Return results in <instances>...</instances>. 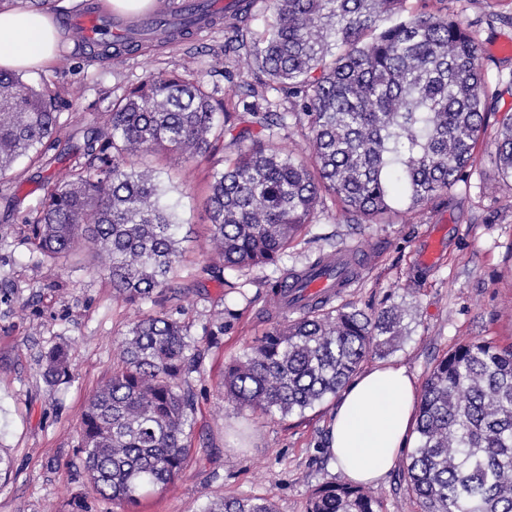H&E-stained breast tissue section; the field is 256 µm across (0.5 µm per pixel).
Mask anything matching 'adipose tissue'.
Listing matches in <instances>:
<instances>
[{
    "mask_svg": "<svg viewBox=\"0 0 512 512\" xmlns=\"http://www.w3.org/2000/svg\"><path fill=\"white\" fill-rule=\"evenodd\" d=\"M61 38L47 12L0 9V68L50 65ZM415 402L413 381L402 366L369 370L345 386L330 425L328 451L350 482L376 483L395 465L414 426Z\"/></svg>",
    "mask_w": 512,
    "mask_h": 512,
    "instance_id": "ef3b65f1",
    "label": "adipose tissue"
}]
</instances>
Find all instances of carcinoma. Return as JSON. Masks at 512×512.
Here are the masks:
<instances>
[{
    "instance_id": "1",
    "label": "carcinoma",
    "mask_w": 512,
    "mask_h": 512,
    "mask_svg": "<svg viewBox=\"0 0 512 512\" xmlns=\"http://www.w3.org/2000/svg\"><path fill=\"white\" fill-rule=\"evenodd\" d=\"M214 2L158 38L192 34L197 17L209 26L247 19L253 7L229 0L212 11ZM405 2L267 0L273 21L245 63L288 87L292 115L310 134L301 157L279 148L286 115L262 110L251 85L239 86L230 112L197 75L148 76L112 102L107 132L90 129L72 149L86 162L51 185L32 244L49 256L82 245L125 302L156 301L177 269L180 224L153 171L137 169L133 158L166 151L192 159L227 136L236 155L210 186L215 270L278 264L326 196L348 218L373 224L399 202L414 210L448 192L472 166L491 111L478 48L458 21L425 9L382 26ZM135 45L104 34L92 48L119 63ZM56 126L39 92L0 71V174L38 152ZM494 163L512 178V117L502 123ZM334 261L323 254L270 282L271 297ZM404 314L393 306L369 316L317 301L225 366L224 395L264 415L302 414L338 394L369 352L388 350ZM200 358L179 320L146 314L132 322L78 430L77 448L102 497L133 507L187 468ZM43 359L47 385L69 376L68 346L49 347ZM416 432L406 480L422 512H512V343L477 339L439 360ZM203 512L276 509L265 498H221ZM308 512H380V501L359 485L331 484L311 495Z\"/></svg>"
}]
</instances>
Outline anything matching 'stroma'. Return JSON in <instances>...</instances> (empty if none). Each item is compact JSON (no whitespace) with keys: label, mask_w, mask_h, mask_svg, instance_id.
Instances as JSON below:
<instances>
[{"label":"stroma","mask_w":512,"mask_h":512,"mask_svg":"<svg viewBox=\"0 0 512 512\" xmlns=\"http://www.w3.org/2000/svg\"><path fill=\"white\" fill-rule=\"evenodd\" d=\"M424 5L447 12L473 36L495 109L466 178L416 210L397 207L384 224L347 222L325 201L278 265L219 277L206 270L211 162L176 154L142 157L140 165L156 169L162 201L183 226L172 283L178 295L155 305L118 298L87 250L53 258L34 249L29 226L45 203L48 161L69 152L83 129L102 126L112 101L152 74L200 72L227 96L246 81L273 111H288L287 93L226 48L234 36L249 44L259 40L272 20L264 0H255L240 29L219 24L145 42L119 64L67 29L51 66L22 72V80L51 103L58 122L44 160L22 159L0 174V455L11 461L0 474V512H77L81 505L87 512H124L89 483L77 432L87 399L112 374L130 323L158 312L187 324L201 350L192 452L184 473L142 498L133 512H202L210 500L247 496L271 501L277 512H307L316 489L344 480L326 449L335 398L301 415L267 417L225 401L224 366L283 319H296V312L276 305L268 284L322 252L352 246L368 258L359 281L335 307L409 311L403 335L389 351L371 353L363 370L400 365L420 389L433 365L459 344L512 342V182L492 159L499 126L512 116V0H406L405 8L411 13ZM436 237L440 251L424 262ZM225 309L237 318L219 344H211L215 317ZM56 343L69 346L71 367L68 378L51 387L42 376L41 354ZM407 462V452H400L374 485L381 512H418L404 476Z\"/></svg>","instance_id":"1"}]
</instances>
